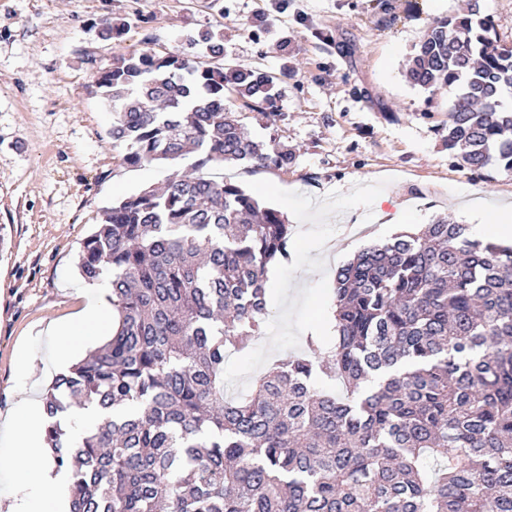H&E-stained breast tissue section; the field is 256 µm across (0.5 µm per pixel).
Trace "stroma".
<instances>
[{
	"label": "stroma",
	"instance_id": "obj_1",
	"mask_svg": "<svg viewBox=\"0 0 512 512\" xmlns=\"http://www.w3.org/2000/svg\"><path fill=\"white\" fill-rule=\"evenodd\" d=\"M464 0H0V414L19 382L43 399L61 372L41 331L98 297L76 273L83 240L114 200L165 181L168 165H123L112 114L96 86L115 56L153 45L202 55L219 37L223 62L277 78L270 110L234 108L256 139L279 141L288 168L227 165L295 230L268 273L263 344L224 367L230 395L249 391L274 359L300 351L332 298L334 273L356 252L439 217L465 224L481 202L512 206V175L476 171L448 152L451 94L410 85L403 67L428 25ZM127 31L100 39L104 20ZM406 211L403 224L375 207Z\"/></svg>",
	"mask_w": 512,
	"mask_h": 512
}]
</instances>
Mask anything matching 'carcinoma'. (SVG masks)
<instances>
[{
  "mask_svg": "<svg viewBox=\"0 0 512 512\" xmlns=\"http://www.w3.org/2000/svg\"><path fill=\"white\" fill-rule=\"evenodd\" d=\"M106 20L100 36L120 37ZM149 49L113 58L96 85L123 164L175 165L102 211L84 280L110 277L112 337L57 376L48 416L94 404L80 441L56 421L45 443L70 474L71 512H512V246L438 219L338 268L336 341L307 338L243 400L225 395L229 352L262 336L269 267L292 225L224 164L286 169L285 145L253 139L225 94L275 98V76ZM413 86L457 94L448 152L512 174V45L478 0L433 21L406 63ZM122 406L124 416L109 412Z\"/></svg>",
  "mask_w": 512,
  "mask_h": 512,
  "instance_id": "carcinoma-1",
  "label": "carcinoma"
}]
</instances>
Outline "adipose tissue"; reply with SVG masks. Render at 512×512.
<instances>
[{
    "label": "adipose tissue",
    "mask_w": 512,
    "mask_h": 512,
    "mask_svg": "<svg viewBox=\"0 0 512 512\" xmlns=\"http://www.w3.org/2000/svg\"><path fill=\"white\" fill-rule=\"evenodd\" d=\"M105 308L85 310L72 320L56 323L47 334L58 358H65L72 342L81 336L85 328L102 330L106 319ZM17 397L24 416V423H16L12 415L0 418V434L7 438L16 451V461L23 470L15 481L14 512H60L61 503L53 499V491L62 489L69 476L66 472H55L40 461L38 437L43 433L48 418L31 402L25 389H18Z\"/></svg>",
    "instance_id": "1"
}]
</instances>
